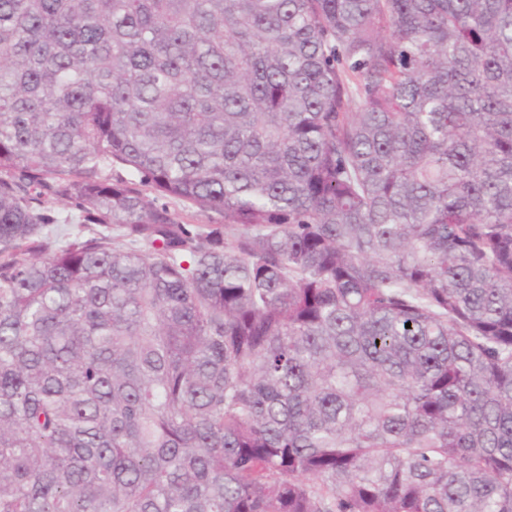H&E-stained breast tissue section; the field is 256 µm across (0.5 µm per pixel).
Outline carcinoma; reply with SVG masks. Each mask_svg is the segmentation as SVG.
I'll use <instances>...</instances> for the list:
<instances>
[{
  "instance_id": "1",
  "label": "carcinoma",
  "mask_w": 512,
  "mask_h": 512,
  "mask_svg": "<svg viewBox=\"0 0 512 512\" xmlns=\"http://www.w3.org/2000/svg\"><path fill=\"white\" fill-rule=\"evenodd\" d=\"M0 512H512V0H0ZM49 199L48 203V213L49 215H59L60 217H68L72 219L73 224H59L61 229H68L70 232H77L79 225V216H80V209L75 206V204L72 201H69L67 199L56 197V196H49L47 197ZM158 203H166L169 209L179 216L184 221L190 224H222L224 223V216L209 212L201 213L196 208L190 207L188 204H183L173 199L159 198Z\"/></svg>"
}]
</instances>
